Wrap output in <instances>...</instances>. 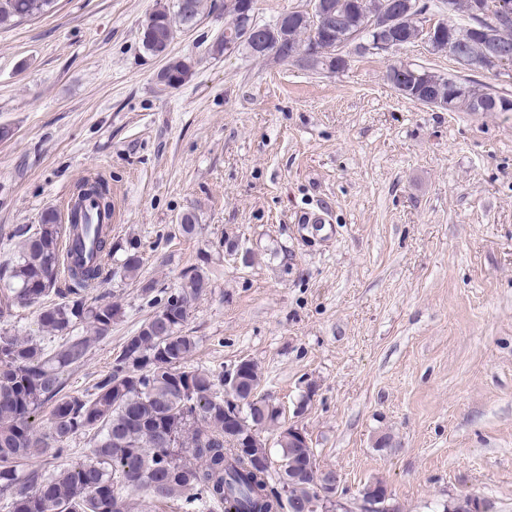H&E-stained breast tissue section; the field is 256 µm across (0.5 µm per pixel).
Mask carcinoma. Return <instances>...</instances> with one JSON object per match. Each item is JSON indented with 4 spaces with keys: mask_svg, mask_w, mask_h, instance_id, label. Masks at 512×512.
<instances>
[{
    "mask_svg": "<svg viewBox=\"0 0 512 512\" xmlns=\"http://www.w3.org/2000/svg\"><path fill=\"white\" fill-rule=\"evenodd\" d=\"M56 0H0V25L40 17ZM203 0H176V10H156L142 25V46L168 54L175 27H189L203 13ZM288 41L276 60L296 59L312 41L317 15L307 10L280 14ZM471 36L469 25L448 22L444 51L452 54ZM167 86L177 88L193 74L187 59H172ZM112 216L109 183L94 177L77 187L69 223L53 209L23 232L19 254L0 268V318L17 307L37 309L38 330L58 339L0 333V508L3 512H130L133 498L148 505L180 503L183 512H315L310 491L319 471L304 469L316 458L313 446L278 444L282 471L272 474L262 433L281 430L280 408L260 391L261 371L249 360L234 388L237 433L228 431L224 375L189 367L197 340L184 330L191 303L210 288L197 268L164 292L154 312L125 339L110 370L92 391H65V375L87 360L92 343L108 337L122 314L119 304L89 293L103 283L102 261L112 258L110 225L91 228L82 208ZM143 265L138 248L125 250L121 269L136 276ZM67 275L68 286H59ZM55 295L58 301L45 303ZM80 325L90 336H78ZM49 408L44 426L36 417ZM82 436L84 458L52 471L40 458L71 455Z\"/></svg>",
    "mask_w": 512,
    "mask_h": 512,
    "instance_id": "1",
    "label": "carcinoma"
}]
</instances>
